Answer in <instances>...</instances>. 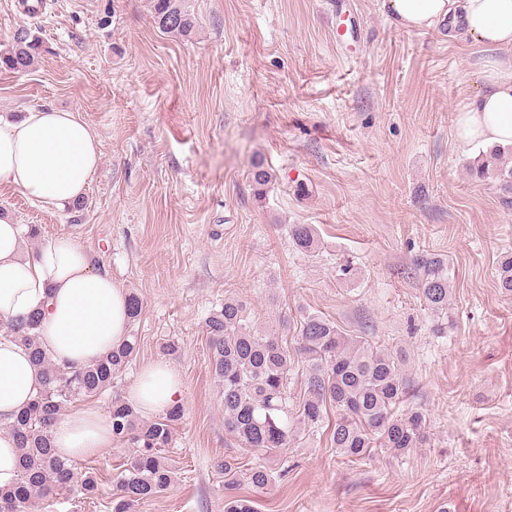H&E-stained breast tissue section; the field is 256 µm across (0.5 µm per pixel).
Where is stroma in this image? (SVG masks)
<instances>
[{"instance_id": "obj_1", "label": "stroma", "mask_w": 512, "mask_h": 512, "mask_svg": "<svg viewBox=\"0 0 512 512\" xmlns=\"http://www.w3.org/2000/svg\"><path fill=\"white\" fill-rule=\"evenodd\" d=\"M195 33H161L149 0H50L31 19L0 0V48L15 28L43 42L24 73L0 68V116L76 112L102 160L83 209H48L0 186V213L40 240L81 238L99 267L143 302L139 352L93 404L109 410L142 368L180 375L184 416L166 450L178 473L140 512H224L223 460L263 463L274 480L240 483L255 512H512V295L496 269L512 252V206L470 176L457 110L484 87L485 51L446 26L407 31L383 0H187ZM361 32L338 35L341 16ZM263 159L275 180L254 193ZM310 224L317 245L288 230ZM443 261L447 309L420 294V260ZM295 349L304 315L364 336L404 361L406 406L426 417L425 447L344 457L326 429L269 453L224 432L205 323L225 299ZM177 341V353L164 352ZM113 442L78 460L101 479L110 512Z\"/></svg>"}]
</instances>
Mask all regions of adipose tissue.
Returning a JSON list of instances; mask_svg holds the SVG:
<instances>
[{
  "label": "adipose tissue",
  "instance_id": "obj_1",
  "mask_svg": "<svg viewBox=\"0 0 512 512\" xmlns=\"http://www.w3.org/2000/svg\"><path fill=\"white\" fill-rule=\"evenodd\" d=\"M391 20L426 31L453 21L465 39L492 53L484 65L487 88L456 115L459 146L512 147V59L496 50L512 47V0H385ZM101 159L98 135L78 113L27 109L0 118V185L19 189L46 208H63L84 194ZM42 321L38 341L56 362L84 366L127 338L129 295L77 237L64 235L23 249L22 228L0 218V322L33 311ZM42 386L27 348L0 335V488L18 478L16 439L10 426ZM179 373L164 361L147 365L127 393L139 415L152 416L178 403ZM57 455L96 456L113 441L112 423L88 405L62 415L50 429Z\"/></svg>",
  "mask_w": 512,
  "mask_h": 512
}]
</instances>
